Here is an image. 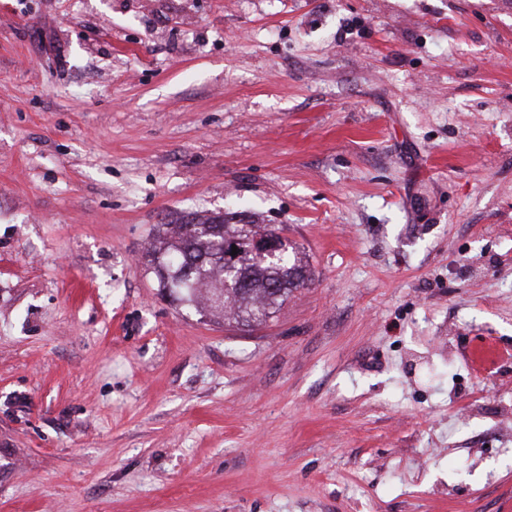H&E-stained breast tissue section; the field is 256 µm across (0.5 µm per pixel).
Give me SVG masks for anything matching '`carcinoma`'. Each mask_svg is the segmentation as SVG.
Returning <instances> with one entry per match:
<instances>
[{"mask_svg": "<svg viewBox=\"0 0 512 512\" xmlns=\"http://www.w3.org/2000/svg\"><path fill=\"white\" fill-rule=\"evenodd\" d=\"M283 232L281 227L253 225L250 231L229 224L217 213L205 220L193 214L161 225L158 245L147 255L159 287L178 304L197 312L210 309L249 330L267 324L292 293L311 280L295 251L272 263L254 260L248 234ZM237 255H232V247Z\"/></svg>", "mask_w": 512, "mask_h": 512, "instance_id": "carcinoma-1", "label": "carcinoma"}]
</instances>
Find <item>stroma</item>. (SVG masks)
Returning a JSON list of instances; mask_svg holds the SVG:
<instances>
[{
  "label": "stroma",
  "mask_w": 512,
  "mask_h": 512,
  "mask_svg": "<svg viewBox=\"0 0 512 512\" xmlns=\"http://www.w3.org/2000/svg\"><path fill=\"white\" fill-rule=\"evenodd\" d=\"M188 212L311 282L177 306ZM0 512H512V0H0ZM227 223L223 214L216 213L204 221L187 214L176 224H161L159 246L148 253L147 265L156 274L159 288L178 304L201 315L209 308L210 315H222L237 327L252 330L273 319L288 297L311 277L293 248L286 250L287 241L281 235L255 237L251 248L261 257L274 259L286 251L273 263L254 260L246 241L248 233H283L282 227L252 224L245 231L244 226ZM171 226L173 236L168 237ZM232 245L237 247L235 256ZM241 276L248 279L244 285H239Z\"/></svg>",
  "instance_id": "1"
}]
</instances>
